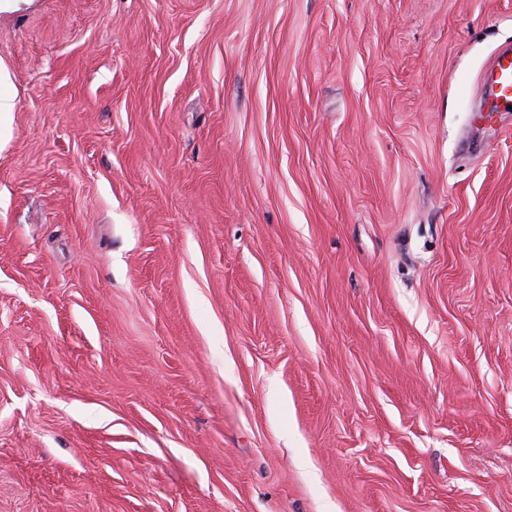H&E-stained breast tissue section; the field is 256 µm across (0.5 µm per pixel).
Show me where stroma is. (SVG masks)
Wrapping results in <instances>:
<instances>
[{
  "instance_id": "stroma-1",
  "label": "stroma",
  "mask_w": 512,
  "mask_h": 512,
  "mask_svg": "<svg viewBox=\"0 0 512 512\" xmlns=\"http://www.w3.org/2000/svg\"><path fill=\"white\" fill-rule=\"evenodd\" d=\"M512 0H0V512H512ZM482 83L488 91L489 102L479 112V120L492 122L498 112H508L512 106V49L498 51L484 69Z\"/></svg>"
}]
</instances>
